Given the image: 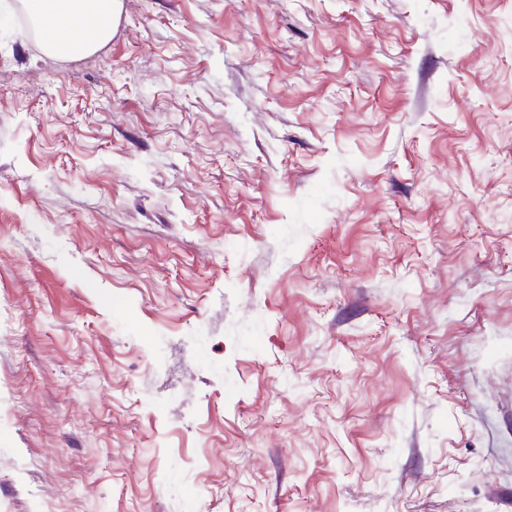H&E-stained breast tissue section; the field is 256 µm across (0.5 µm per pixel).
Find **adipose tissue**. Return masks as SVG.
Here are the masks:
<instances>
[{"mask_svg":"<svg viewBox=\"0 0 512 512\" xmlns=\"http://www.w3.org/2000/svg\"><path fill=\"white\" fill-rule=\"evenodd\" d=\"M121 0H33L32 19L48 53L77 57L108 41L118 23Z\"/></svg>","mask_w":512,"mask_h":512,"instance_id":"obj_1","label":"adipose tissue"}]
</instances>
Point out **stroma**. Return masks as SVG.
I'll list each match as a JSON object with an SVG mask.
<instances>
[{"label":"stroma","mask_w":512,"mask_h":512,"mask_svg":"<svg viewBox=\"0 0 512 512\" xmlns=\"http://www.w3.org/2000/svg\"><path fill=\"white\" fill-rule=\"evenodd\" d=\"M0 0V512H512V0ZM32 19L48 53L77 57L112 37L121 0H33Z\"/></svg>","instance_id":"35a3bbf8"}]
</instances>
